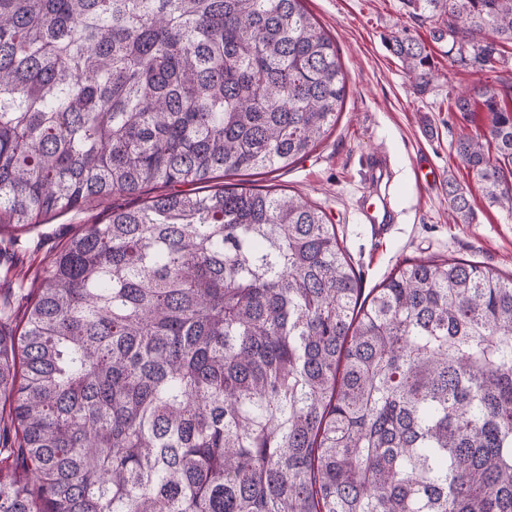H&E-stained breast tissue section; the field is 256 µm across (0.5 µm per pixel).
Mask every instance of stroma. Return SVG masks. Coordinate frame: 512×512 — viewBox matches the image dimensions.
I'll use <instances>...</instances> for the list:
<instances>
[{
  "label": "stroma",
  "instance_id": "1",
  "mask_svg": "<svg viewBox=\"0 0 512 512\" xmlns=\"http://www.w3.org/2000/svg\"><path fill=\"white\" fill-rule=\"evenodd\" d=\"M305 7L334 39L348 73L343 109L310 154L269 175L236 177V184L271 187L320 207L335 225L363 290L379 287L401 263L427 257L465 259L511 276L512 213L489 203L455 151L461 137L483 133L486 114L456 111L453 100L485 83L511 100L512 44L499 46L489 67L459 60L450 39L435 40L433 22L412 14L404 0H305ZM404 29L431 53L433 76L422 92L388 47ZM377 152L393 160L388 201L399 215L381 237L358 216L362 198L379 201L367 173V161ZM452 179L470 192L472 223L448 220L446 189ZM137 202V197L116 195L98 206L64 212L18 232L13 244L0 233V301L16 303L32 292L37 270L76 225L104 221L112 208Z\"/></svg>",
  "mask_w": 512,
  "mask_h": 512
}]
</instances>
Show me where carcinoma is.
Segmentation results:
<instances>
[{
  "label": "carcinoma",
  "instance_id": "carcinoma-1",
  "mask_svg": "<svg viewBox=\"0 0 512 512\" xmlns=\"http://www.w3.org/2000/svg\"><path fill=\"white\" fill-rule=\"evenodd\" d=\"M405 3L512 43V0ZM347 82L304 0H0V231L172 188L79 225L0 331V512H512V278L416 259L364 297L320 209L211 185L310 153ZM477 105L456 151L511 212L512 103Z\"/></svg>",
  "mask_w": 512,
  "mask_h": 512
}]
</instances>
